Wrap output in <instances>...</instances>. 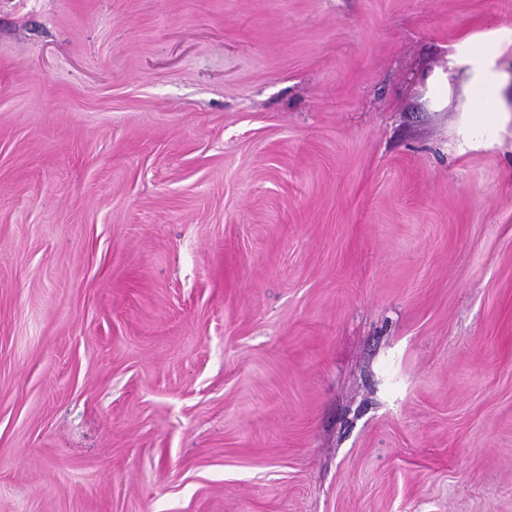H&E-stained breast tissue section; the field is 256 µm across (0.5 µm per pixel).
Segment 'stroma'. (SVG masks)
<instances>
[{
    "instance_id": "1",
    "label": "stroma",
    "mask_w": 512,
    "mask_h": 512,
    "mask_svg": "<svg viewBox=\"0 0 512 512\" xmlns=\"http://www.w3.org/2000/svg\"><path fill=\"white\" fill-rule=\"evenodd\" d=\"M0 512H512V0H0ZM489 57V50L474 52L472 57H468V77L463 91L469 98V106L478 112H497L501 96L502 86L498 74L489 69ZM476 85L482 86L484 92L470 96L471 88Z\"/></svg>"
}]
</instances>
